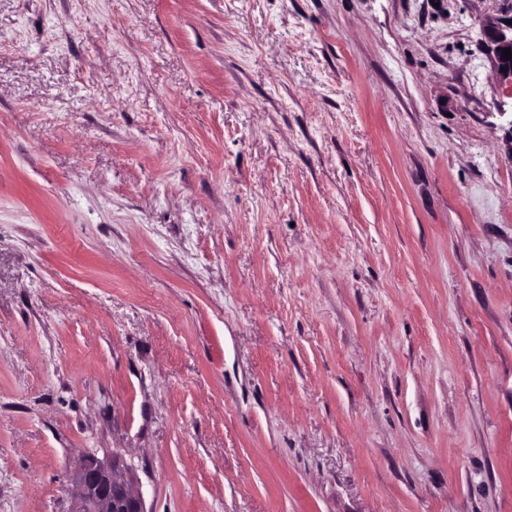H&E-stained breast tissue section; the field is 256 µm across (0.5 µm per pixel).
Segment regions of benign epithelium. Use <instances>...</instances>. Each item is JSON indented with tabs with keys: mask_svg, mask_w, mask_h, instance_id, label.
I'll use <instances>...</instances> for the list:
<instances>
[{
	"mask_svg": "<svg viewBox=\"0 0 512 512\" xmlns=\"http://www.w3.org/2000/svg\"><path fill=\"white\" fill-rule=\"evenodd\" d=\"M484 36L499 83L512 89V57L502 58L503 49H512V25L507 20H490ZM72 482L78 501L75 512H146L143 495L134 490L115 455L110 460L94 455L81 458Z\"/></svg>",
	"mask_w": 512,
	"mask_h": 512,
	"instance_id": "obj_1",
	"label": "benign epithelium"
}]
</instances>
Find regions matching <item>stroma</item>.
<instances>
[{
	"label": "stroma",
	"mask_w": 512,
	"mask_h": 512,
	"mask_svg": "<svg viewBox=\"0 0 512 512\" xmlns=\"http://www.w3.org/2000/svg\"><path fill=\"white\" fill-rule=\"evenodd\" d=\"M512 0H0V512H512ZM509 20L493 19L484 26V36L492 55L497 78L501 86L512 89V25ZM510 48L511 58H502V49ZM72 482L78 501L74 512H147L143 495L134 490L117 455L112 460L84 456L75 465Z\"/></svg>",
	"instance_id": "1"
}]
</instances>
